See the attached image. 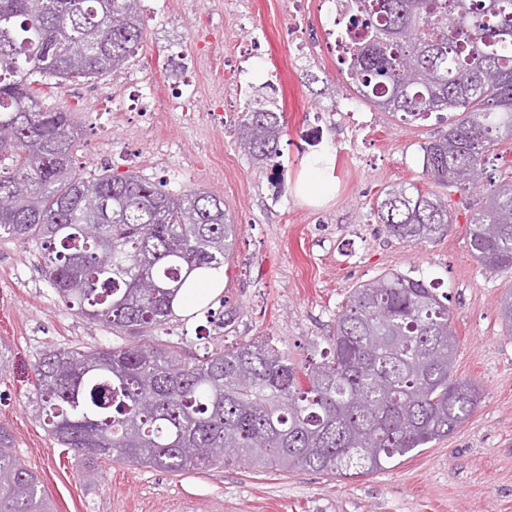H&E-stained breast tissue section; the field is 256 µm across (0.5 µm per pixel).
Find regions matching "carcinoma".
<instances>
[{
    "instance_id": "obj_1",
    "label": "carcinoma",
    "mask_w": 512,
    "mask_h": 512,
    "mask_svg": "<svg viewBox=\"0 0 512 512\" xmlns=\"http://www.w3.org/2000/svg\"><path fill=\"white\" fill-rule=\"evenodd\" d=\"M140 0H0V241L38 246L60 302L120 342L50 346L31 373L47 432L94 464L169 473L246 463L337 479L391 468L440 441L481 401L454 374L459 339L436 288L387 272L336 311L330 358L299 364L264 340L188 359L155 332L195 269L220 268L236 227L203 189L171 193L133 172L78 169L73 113L61 90L121 69L143 41ZM346 84L404 124L448 113L421 146L435 184L468 192L486 158L512 140V0H336ZM32 75L39 79L31 81ZM278 107H246L239 146L276 154ZM386 233L422 244L448 235V199L411 183L383 189ZM471 255L512 273V182L486 191L467 225ZM512 331V291L499 303ZM0 512H56L41 478L0 427Z\"/></svg>"
}]
</instances>
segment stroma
Returning a JSON list of instances; mask_svg holds the SVG:
<instances>
[{"label": "stroma", "instance_id": "obj_1", "mask_svg": "<svg viewBox=\"0 0 512 512\" xmlns=\"http://www.w3.org/2000/svg\"><path fill=\"white\" fill-rule=\"evenodd\" d=\"M140 8L144 41L126 65L53 91L51 101L82 127L83 174L110 166L173 193L203 189L223 199L237 226L224 262L232 322L177 316L168 339L199 357L267 337L294 361L316 360L352 289L409 272L447 295L459 338L455 372L478 382L481 401L447 438L358 478L101 462L89 483L83 462L36 418L27 370L47 346L97 347L113 335L59 301L35 246L0 241V343L11 352L0 424L57 512H512V334L498 316L512 274L480 265L468 249L466 221L482 192L448 190L452 230L419 246L387 235L375 212L390 184L434 190L421 147L447 132V120L404 125L356 97L331 45L332 0H307L299 11L289 0H141ZM161 96L165 107L154 108ZM253 99L275 102L286 117L277 155L260 164L238 144ZM326 156V195L301 197L307 166Z\"/></svg>", "mask_w": 512, "mask_h": 512}]
</instances>
